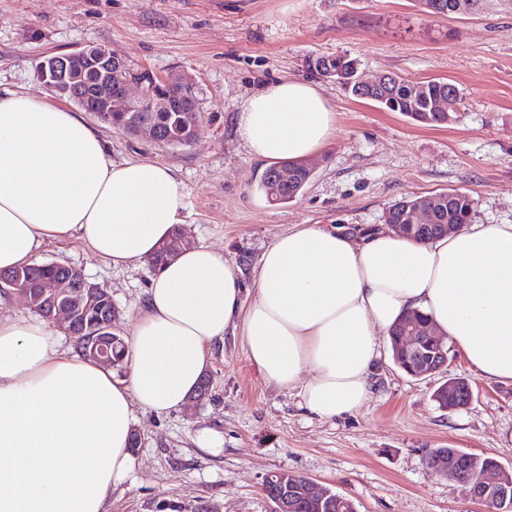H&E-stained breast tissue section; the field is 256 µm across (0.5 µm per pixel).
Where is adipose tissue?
Here are the masks:
<instances>
[{"mask_svg": "<svg viewBox=\"0 0 512 512\" xmlns=\"http://www.w3.org/2000/svg\"><path fill=\"white\" fill-rule=\"evenodd\" d=\"M236 130L251 155L296 161L330 142L335 112L317 85L279 79L241 101ZM183 198L173 168L113 160L82 113L0 91V271L74 237L113 266H139L180 224ZM242 275L204 246L157 268L122 378L64 351L47 319L0 317V512H106L135 466L136 410L181 408L229 332L324 418L363 407L379 339L410 311L478 375L512 381V224L426 241L297 227L263 250L251 297Z\"/></svg>", "mask_w": 512, "mask_h": 512, "instance_id": "ef3b65f1", "label": "adipose tissue"}]
</instances>
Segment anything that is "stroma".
<instances>
[{
  "label": "stroma",
  "mask_w": 512,
  "mask_h": 512,
  "mask_svg": "<svg viewBox=\"0 0 512 512\" xmlns=\"http://www.w3.org/2000/svg\"><path fill=\"white\" fill-rule=\"evenodd\" d=\"M104 44L161 73L190 77L201 124L187 146L97 128L112 157L151 159L182 183V226L252 278L264 247L298 225L361 235L383 225L398 201L455 189L469 194L478 224H512V0H479L475 11L432 17L418 0H0V87L49 94L43 57ZM356 59L366 80L391 72L418 83L443 79L461 101L453 120L417 124L346 94L311 73L310 59ZM299 78L319 86L336 114V134L313 155V176L293 201L257 191L267 161L251 156L236 132L235 107L264 84ZM38 263L81 269L112 294L113 331L129 337L153 271L115 268L81 240L48 244ZM208 397L160 415L137 413L130 480L113 490L108 512H271L267 474L311 478L350 499L357 512H483L453 477L431 474L423 456L457 448L512 468V382L475 374L456 347L430 380L406 376L381 345L370 393L354 414L322 418L298 388L267 381L239 337L212 347ZM463 377L468 408L449 412L435 387Z\"/></svg>",
  "instance_id": "35a3bbf8"
}]
</instances>
